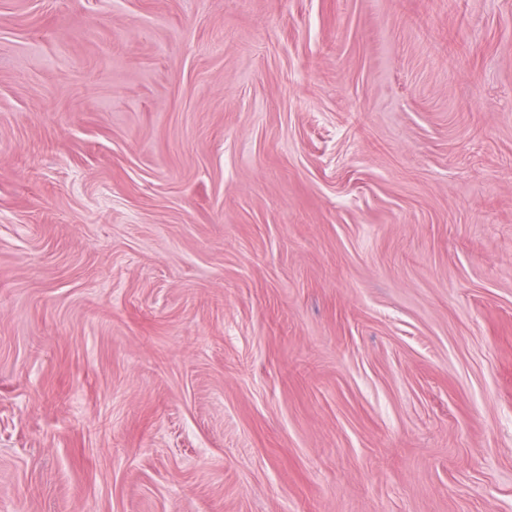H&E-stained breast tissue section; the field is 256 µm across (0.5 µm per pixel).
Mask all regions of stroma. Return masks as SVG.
<instances>
[{"label": "stroma", "mask_w": 512, "mask_h": 512, "mask_svg": "<svg viewBox=\"0 0 512 512\" xmlns=\"http://www.w3.org/2000/svg\"><path fill=\"white\" fill-rule=\"evenodd\" d=\"M0 512H512V0H0Z\"/></svg>", "instance_id": "stroma-1"}]
</instances>
